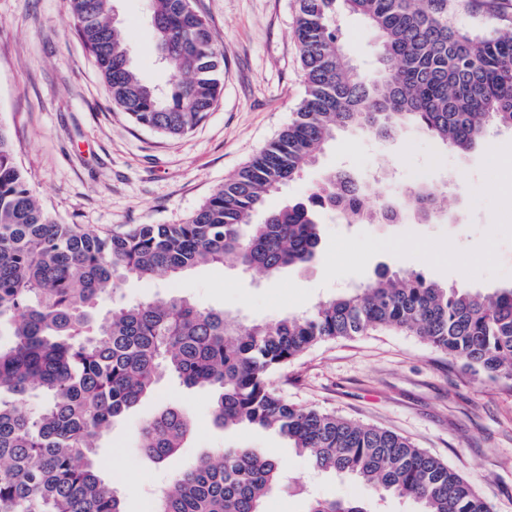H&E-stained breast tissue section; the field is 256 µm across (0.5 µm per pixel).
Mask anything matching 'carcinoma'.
Returning a JSON list of instances; mask_svg holds the SVG:
<instances>
[{
  "label": "carcinoma",
  "mask_w": 512,
  "mask_h": 512,
  "mask_svg": "<svg viewBox=\"0 0 512 512\" xmlns=\"http://www.w3.org/2000/svg\"><path fill=\"white\" fill-rule=\"evenodd\" d=\"M79 39L113 107L169 137L192 132L224 87V47L200 12L149 0L171 90L163 95L132 66L112 0H68ZM305 97L294 117L235 177L182 224H131L102 234L58 223L27 185L0 127V512H124L97 440L165 378L216 390L213 421L279 432L315 469L348 476L382 499L418 512H491L472 485L406 438L288 399L275 376L312 346L396 329L466 362L488 381L512 379V287L492 294L448 286L416 271H385L320 302L311 313L243 327L222 311L174 295L119 306L98 303L128 277L174 280L231 256L246 271L275 276L309 263L321 231L315 207L350 224L395 223L406 212L428 222L437 189L411 186L373 203L345 173H331L309 202L252 222L265 199L315 162L336 131L386 139L414 125L459 153L492 128L512 129V21L490 12L483 35L450 23L453 0H297ZM340 10L363 17L378 66L358 70L336 32ZM33 396L38 409L28 408ZM188 413L168 405L138 427L137 448L156 464L173 459L192 432ZM284 487L279 459L261 448H219L177 472L151 512H263ZM307 512H375L357 500L312 498Z\"/></svg>",
  "instance_id": "obj_1"
}]
</instances>
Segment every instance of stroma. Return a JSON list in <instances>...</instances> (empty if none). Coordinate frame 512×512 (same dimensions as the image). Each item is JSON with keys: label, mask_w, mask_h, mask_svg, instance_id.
I'll return each mask as SVG.
<instances>
[{"label": "stroma", "mask_w": 512, "mask_h": 512, "mask_svg": "<svg viewBox=\"0 0 512 512\" xmlns=\"http://www.w3.org/2000/svg\"><path fill=\"white\" fill-rule=\"evenodd\" d=\"M114 6L133 66L168 89L146 0ZM198 7L224 45V90L199 127L170 138L113 110L68 0H0V127L33 194L60 223L103 232L183 223L290 122L305 91L296 0H198ZM336 29L353 65L376 68L360 16L338 13ZM340 170L369 184L374 198L401 197L426 177L443 191L444 212L429 224L410 215L395 224H346L324 210L320 250L309 264L274 278L231 261L195 266L175 281L130 278L100 310L181 294L246 324L271 321L364 285L381 267L484 293L512 285V130L493 132L489 145L468 154L414 128L387 140L343 130L300 178L267 198L266 209L307 198ZM282 375L293 402L410 439L468 480L492 512H512V380L480 381L463 361L390 330L321 342ZM213 401L167 379L102 437L103 475L116 481L126 512H149L152 489L215 448H265L279 458L288 487L266 497L264 512H306L314 496L372 502L368 486L315 471L275 431L218 427ZM167 405L183 407L194 432L174 460L156 464L138 452L135 430Z\"/></svg>", "instance_id": "obj_1"}]
</instances>
